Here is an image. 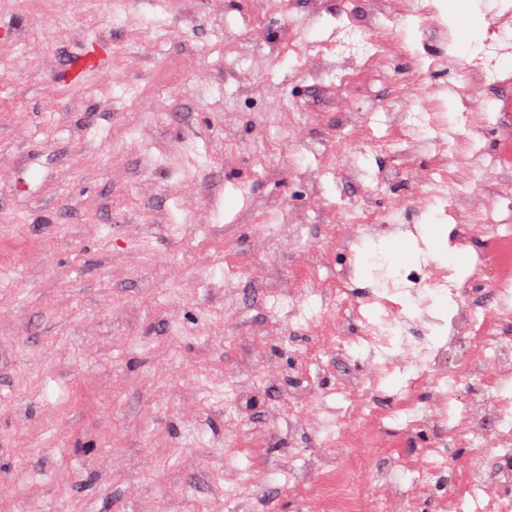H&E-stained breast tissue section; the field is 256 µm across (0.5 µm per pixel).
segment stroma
Masks as SVG:
<instances>
[{
    "mask_svg": "<svg viewBox=\"0 0 512 512\" xmlns=\"http://www.w3.org/2000/svg\"><path fill=\"white\" fill-rule=\"evenodd\" d=\"M440 2L421 24L387 0L375 50L342 0H0V512H311L292 471L318 482L336 448L291 419L339 406L336 367L306 331L289 350L264 290L351 266L361 299L376 256L454 261L464 205L422 206L445 147L391 154L384 113L413 58L512 33V0ZM92 47L104 67L70 83ZM342 112L372 116L362 138ZM499 132L471 130L492 161L475 198L499 190ZM381 171L376 208L403 201L426 249L320 248ZM279 224L310 233L279 247Z\"/></svg>",
    "mask_w": 512,
    "mask_h": 512,
    "instance_id": "obj_1",
    "label": "stroma"
}]
</instances>
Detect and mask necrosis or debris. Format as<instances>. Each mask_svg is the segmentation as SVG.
Masks as SVG:
<instances>
[{"label":"necrosis or debris","instance_id":"1","mask_svg":"<svg viewBox=\"0 0 512 512\" xmlns=\"http://www.w3.org/2000/svg\"><path fill=\"white\" fill-rule=\"evenodd\" d=\"M386 117L400 130L394 144L404 155L412 151L413 134L448 124L447 116H412L394 106ZM471 162L465 180L438 167L439 201L471 197L473 180L486 169L480 151ZM488 227L497 244L512 243V210L504 211L501 197L479 202L453 241L473 244ZM400 229L397 210L380 215L366 201L326 243L348 250L356 240ZM475 267L492 273L487 309L468 300L452 267L426 264L381 281L372 297L378 312L337 295L336 315L347 326L335 334H327L325 318L311 319V334L358 378L346 387L353 415L321 421L336 433L335 463L324 467L319 484L299 489L317 512H394L399 501L425 499L433 512H512V262L481 254ZM442 297L453 306L448 320L435 318L413 331L411 303L424 310ZM395 375L404 379L397 389L389 385ZM423 428L433 439L425 448L404 452L379 442L389 431L409 439ZM377 455L386 465L373 475L370 460Z\"/></svg>","mask_w":512,"mask_h":512}]
</instances>
